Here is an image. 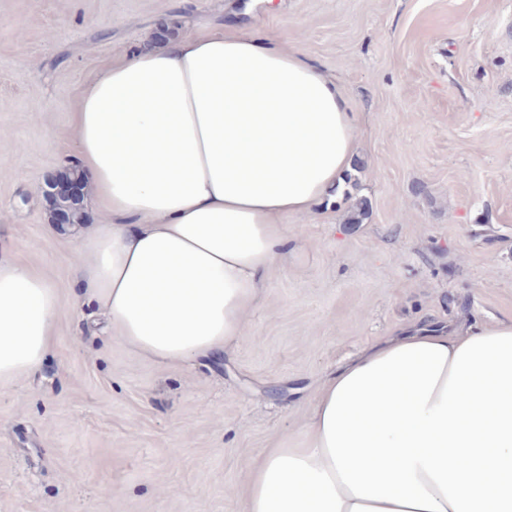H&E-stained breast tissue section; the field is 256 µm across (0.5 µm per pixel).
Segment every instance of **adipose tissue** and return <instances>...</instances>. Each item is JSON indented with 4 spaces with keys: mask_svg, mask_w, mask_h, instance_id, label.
Listing matches in <instances>:
<instances>
[{
    "mask_svg": "<svg viewBox=\"0 0 512 512\" xmlns=\"http://www.w3.org/2000/svg\"><path fill=\"white\" fill-rule=\"evenodd\" d=\"M108 221L80 233L78 293L156 365L244 340L288 236L343 190L358 115L301 48L243 30L141 47L74 112ZM60 298L0 260V384L35 370ZM240 512H512V316L401 329L329 376L309 418L250 469Z\"/></svg>",
    "mask_w": 512,
    "mask_h": 512,
    "instance_id": "1",
    "label": "adipose tissue"
}]
</instances>
